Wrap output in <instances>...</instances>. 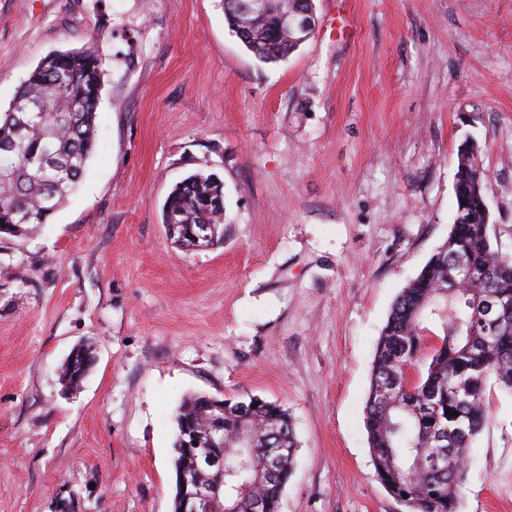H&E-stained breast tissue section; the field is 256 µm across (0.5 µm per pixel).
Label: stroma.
<instances>
[{
    "instance_id": "1",
    "label": "stroma",
    "mask_w": 512,
    "mask_h": 512,
    "mask_svg": "<svg viewBox=\"0 0 512 512\" xmlns=\"http://www.w3.org/2000/svg\"><path fill=\"white\" fill-rule=\"evenodd\" d=\"M314 3V36L267 63L221 0H0V112L51 52L106 58L80 188L0 235V512H172L191 393L292 415L280 512H405L364 428L374 348L448 237L467 138L512 253V0ZM198 172L224 239L184 251L162 207ZM487 396L461 512H512V396ZM90 360L89 354L85 350L79 349L61 365L59 377L65 388L69 389L68 386L77 387L79 385L87 371Z\"/></svg>"
}]
</instances>
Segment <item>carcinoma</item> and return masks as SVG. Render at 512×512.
Returning a JSON list of instances; mask_svg holds the SVG:
<instances>
[{
    "mask_svg": "<svg viewBox=\"0 0 512 512\" xmlns=\"http://www.w3.org/2000/svg\"><path fill=\"white\" fill-rule=\"evenodd\" d=\"M309 0H268L265 14L242 16L237 0H222L231 29L246 30L244 45L263 61L295 51L277 19L304 8ZM103 59L96 46L46 56L19 87L13 103L0 112V234L17 236L47 224L74 192L95 146ZM473 144L457 160V209L466 224L451 226L448 239L406 286L395 302L375 347L364 425L378 479L410 512H460L465 467L489 411V382L512 394V255L501 250L496 225L487 221L485 168ZM223 183L195 173L174 186L163 204V224L173 242L186 250L220 243L224 212L213 201ZM467 206H462V203ZM208 224L209 239L196 235ZM442 319L443 336L424 352L428 315ZM90 363L80 349L59 369L65 387L79 385ZM417 371L409 380L407 370ZM212 408L204 395H189L175 417V494L180 512L183 477L210 473L196 468L195 450L181 438L207 439L218 414L224 420V500L234 512H252L261 499L266 512H278L290 480L298 443L287 410L262 399H223ZM252 447H237L240 432ZM252 492L244 496L240 488Z\"/></svg>",
    "mask_w": 512,
    "mask_h": 512,
    "instance_id": "cac0c4a2",
    "label": "carcinoma"
}]
</instances>
